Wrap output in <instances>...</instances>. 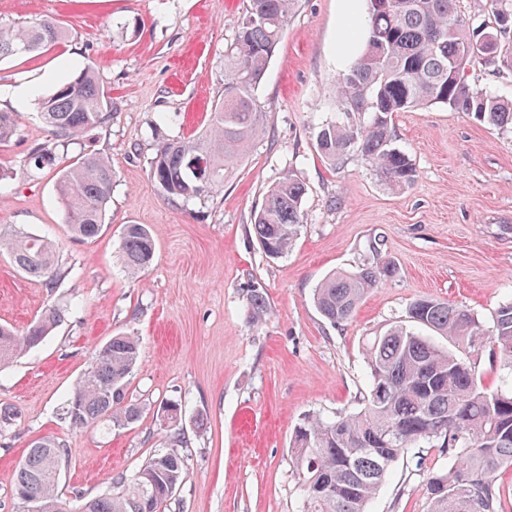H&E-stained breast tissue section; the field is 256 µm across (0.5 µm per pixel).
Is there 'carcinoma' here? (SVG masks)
<instances>
[{
	"instance_id": "obj_1",
	"label": "carcinoma",
	"mask_w": 512,
	"mask_h": 512,
	"mask_svg": "<svg viewBox=\"0 0 512 512\" xmlns=\"http://www.w3.org/2000/svg\"><path fill=\"white\" fill-rule=\"evenodd\" d=\"M298 0H249L246 17L224 51V93L210 113L207 129L195 138L158 143L149 175L175 206H186L224 187L238 163L264 137L267 124L257 97L269 62L282 41ZM512 32V0H492L491 15L465 18L459 0H366L363 48L336 80L335 121L317 135L322 154L336 162L357 151L383 175L392 190L414 181L408 156L391 147L395 112L434 104L467 112L498 129L512 130V99L491 95L468 81L477 61L491 65ZM67 32L44 19L25 26H0V60L37 56L64 41ZM43 124L55 142L70 145L100 126L112 112V98L91 67H84L38 99ZM17 115L0 112V143L11 139ZM55 148L33 150L29 164L56 167ZM115 172L98 154L79 156L60 170L58 194L65 223L83 239H94L104 224ZM303 182L288 174L266 191L254 213L252 231L263 251L279 257L293 245L305 222ZM0 249L35 278H49L53 250L39 236L0 233ZM125 265L141 270L151 263L155 244L141 224L123 230ZM396 265L385 259L355 271L334 272L314 290L315 307L334 326L351 320L373 288L393 278ZM410 324H395L365 348L368 392L354 414L326 420L308 416L295 429L292 452L300 471V512H368L391 465L421 443H435L449 465L433 474L426 490L430 512H503L502 470L512 467V380L496 390L481 385L478 356L484 350L512 369V300L485 322L471 310L431 297L409 306ZM252 319L267 314L263 295L249 298ZM61 318L49 305L21 336L0 326V364L43 341ZM428 329L448 338L456 351L428 340ZM139 359V341L116 335L96 349L92 364L63 406L73 427L103 418L113 425L136 422L140 409L124 403V388ZM64 449L34 443L16 470L14 495L34 493L41 512H68L58 493L57 461ZM186 473L185 457L163 448L130 477L122 491L86 501L82 512H164Z\"/></svg>"
}]
</instances>
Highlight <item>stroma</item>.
I'll list each match as a JSON object with an SVG mask.
<instances>
[{"mask_svg": "<svg viewBox=\"0 0 512 512\" xmlns=\"http://www.w3.org/2000/svg\"><path fill=\"white\" fill-rule=\"evenodd\" d=\"M248 0H0V24L53 18L66 40L37 57L0 61V90L38 81L48 94L68 70L91 66L112 97L107 124L57 147L59 167L81 153L108 157L116 173L101 234L73 236L57 194V169L30 167L50 143L36 104L16 109V135L0 144V227L45 237L53 283L16 269L0 253V323L17 331L48 305L64 316L38 346L0 365V512H18L16 468L34 441L63 444L59 491L71 508L112 491L159 449L186 459L165 512H299L293 431L309 414L359 409L367 339L406 320L410 303L439 298L490 320L512 297V132L441 105L394 113L391 145L416 177L403 190L357 153L333 163L316 144L336 117L333 89L348 66L343 0H298L257 95L267 133L234 177L204 200L173 206L148 174L156 140L191 136L224 90V47ZM471 84L512 98V38L497 69L477 64ZM180 121L161 125L165 113ZM294 172L304 183L306 223L283 257H267L249 228L266 187ZM147 226L152 264L132 273L123 228ZM379 252H371V243ZM393 260L397 275L369 292L342 326L317 312V284L338 270ZM269 313L249 317L252 291ZM116 334L138 337L139 362L125 389L140 419L117 427H71L62 406L94 350ZM180 422L165 418L167 404ZM447 463L422 445L390 468L368 512H429L426 484Z\"/></svg>", "mask_w": 512, "mask_h": 512, "instance_id": "obj_1", "label": "stroma"}]
</instances>
